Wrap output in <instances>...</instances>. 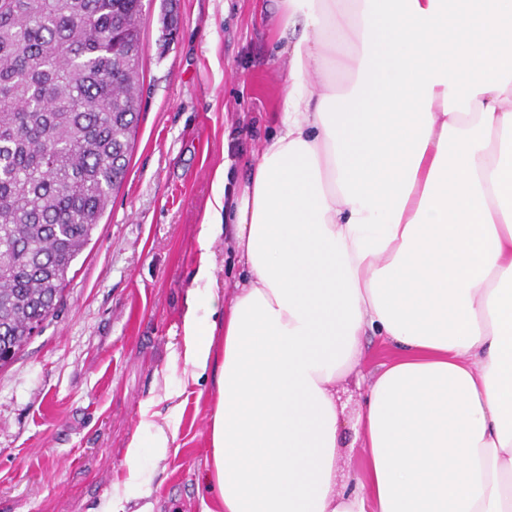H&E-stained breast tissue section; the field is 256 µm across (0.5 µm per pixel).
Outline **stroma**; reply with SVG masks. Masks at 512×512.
I'll use <instances>...</instances> for the list:
<instances>
[{"mask_svg":"<svg viewBox=\"0 0 512 512\" xmlns=\"http://www.w3.org/2000/svg\"><path fill=\"white\" fill-rule=\"evenodd\" d=\"M259 0H143L140 116L127 175L73 263L54 316L0 368V512H208L209 415L216 377L186 381L182 324L192 288L223 294L236 256L198 237L215 173L239 193L277 130L287 89L278 17ZM212 278H196L201 256ZM175 430L163 462L126 449L152 425Z\"/></svg>","mask_w":512,"mask_h":512,"instance_id":"obj_1","label":"stroma"}]
</instances>
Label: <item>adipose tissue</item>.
I'll use <instances>...</instances> for the list:
<instances>
[{"label":"adipose tissue","mask_w":512,"mask_h":512,"mask_svg":"<svg viewBox=\"0 0 512 512\" xmlns=\"http://www.w3.org/2000/svg\"><path fill=\"white\" fill-rule=\"evenodd\" d=\"M275 5L278 130L198 238L245 275L183 319L186 379L218 371L215 512H512V0ZM368 334L396 355L349 423ZM336 403L346 418L356 416L362 399V387L355 378L336 385ZM360 443L354 442L352 434H346L342 448H338V466L340 474H347L349 471H359L363 462V448Z\"/></svg>","instance_id":"obj_1"}]
</instances>
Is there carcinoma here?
Segmentation results:
<instances>
[{
	"mask_svg": "<svg viewBox=\"0 0 512 512\" xmlns=\"http://www.w3.org/2000/svg\"><path fill=\"white\" fill-rule=\"evenodd\" d=\"M143 0H0V368L57 310L126 177Z\"/></svg>",
	"mask_w": 512,
	"mask_h": 512,
	"instance_id": "cac0c4a2",
	"label": "carcinoma"
}]
</instances>
